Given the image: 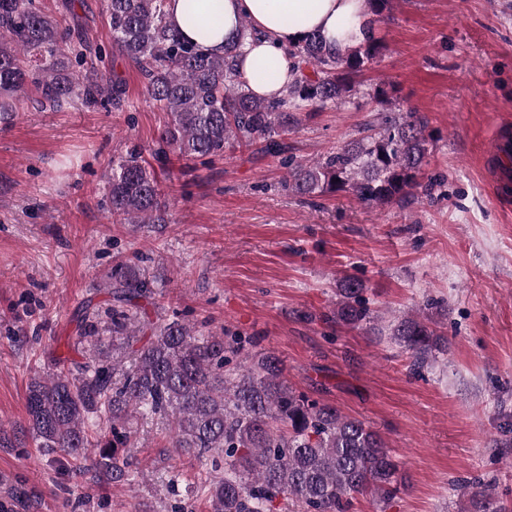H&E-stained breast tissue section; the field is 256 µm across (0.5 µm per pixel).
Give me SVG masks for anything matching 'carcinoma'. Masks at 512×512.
<instances>
[{
  "mask_svg": "<svg viewBox=\"0 0 512 512\" xmlns=\"http://www.w3.org/2000/svg\"><path fill=\"white\" fill-rule=\"evenodd\" d=\"M365 38L353 48L327 47L311 34L288 49L294 81L279 97L250 91L237 67L241 24L224 55H209L167 23L165 0H107L112 50L139 67L148 98L165 114L157 155L209 163L227 151L254 143L284 156L288 189L300 196L346 192L368 206L431 195L422 183L430 154L427 122L416 112H380L367 134L312 161L286 156L282 136L325 106L348 103L356 78L377 63L383 48L375 25L389 19L394 0H368ZM102 48L71 37L42 0H0V120L16 111L20 93L31 91L42 109L58 110L81 99L120 109L125 88L96 73ZM160 180L141 153L112 158L109 201L120 224H165ZM112 303L87 302L78 340L85 361L72 370L55 359L56 372L32 378L26 396L28 430L49 451L87 461L99 481H128L131 431L139 414L168 422L172 447L205 462L200 490L210 512H350L369 491L388 507L400 492L399 465L382 439L363 421L319 404L282 378L273 354L236 357L248 337L203 332L174 316L161 323L142 315L152 298L151 281L128 264L112 267ZM331 320L352 327L373 322L363 284L344 279L336 288ZM391 336L412 359L413 371L448 345L429 318L404 316ZM475 512H512L493 485L473 494Z\"/></svg>",
  "mask_w": 512,
  "mask_h": 512,
  "instance_id": "1",
  "label": "carcinoma"
}]
</instances>
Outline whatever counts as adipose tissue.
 <instances>
[{
    "label": "adipose tissue",
    "instance_id": "obj_1",
    "mask_svg": "<svg viewBox=\"0 0 512 512\" xmlns=\"http://www.w3.org/2000/svg\"><path fill=\"white\" fill-rule=\"evenodd\" d=\"M165 12L172 29L205 52L223 54L225 39L235 36L241 21H249L253 36L242 47L240 70L254 94L279 95L290 82L288 46L307 34L321 33L328 43L344 49L364 38L366 0H196L199 25L188 24L185 0H166ZM279 68L270 81L254 79L256 68L268 62Z\"/></svg>",
    "mask_w": 512,
    "mask_h": 512
}]
</instances>
